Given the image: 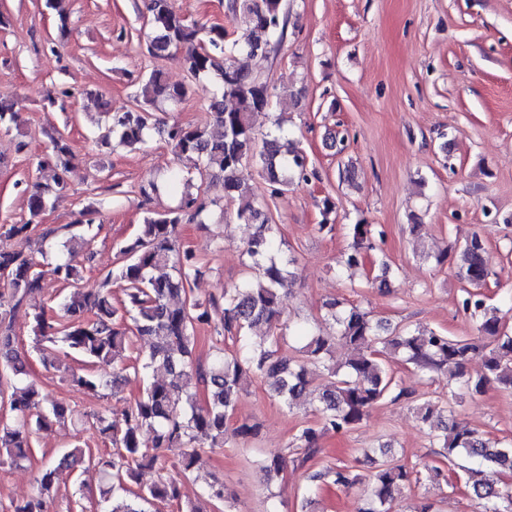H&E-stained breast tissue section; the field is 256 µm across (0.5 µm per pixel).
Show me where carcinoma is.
Instances as JSON below:
<instances>
[{"mask_svg": "<svg viewBox=\"0 0 512 512\" xmlns=\"http://www.w3.org/2000/svg\"><path fill=\"white\" fill-rule=\"evenodd\" d=\"M229 15L242 23V31L229 36L221 25L199 26L171 11L169 0H148L147 25L152 31L149 53L155 58H177L192 81L210 86L207 112L192 124L168 123L155 111L162 105H178L192 91L188 84L169 82L159 68L134 79L137 91L132 106L112 113V122L101 136L128 149L144 147L153 136L171 146L177 155H194L199 161L195 186L174 172L169 180H152L149 189L158 193L167 186L181 189L176 205L163 214H148L136 235L119 249L115 266L102 274L97 287L83 288V268L70 257H59L52 266L55 280L66 290L57 302L56 316L43 309L33 313L32 343L44 366L64 374L74 385L89 393L115 388L122 372L131 368L137 375L162 374L149 382L130 401L123 417L111 420L96 415V428L112 445V453L97 458L75 445L58 461H49L35 479V492L21 502H0V512H49L56 495L59 468L74 467L83 460L123 483H135L142 468L167 470L159 448L185 449L175 465L186 476L194 468L198 449L222 448L226 443L227 421L233 414L247 384L260 376L270 380V389L286 407L308 401L311 370L320 368L325 384L319 392L317 419L294 437L303 460L319 452V440L327 434L355 429L368 412L384 402L411 403L415 391L399 383L387 365L399 358L422 375L444 372L448 383L479 395L495 386L512 390V333L505 330L500 309L487 303L482 288L490 271L486 244L477 233L466 238L459 251L458 269L466 283L460 307L475 324L479 340L452 337L442 331L406 327L390 330L368 312L352 306L336 312L328 303L330 317L315 332L300 331L305 343L288 354L283 322L288 301L289 267L295 259L283 260L277 237L262 203L249 194L245 171L256 168L269 183L271 195L282 196L295 182H306L314 172L304 152L288 138L280 123L258 138L253 116L272 107L269 85L253 70L236 62L271 52L283 41L288 25L284 0H226ZM58 17V33L69 34V15L62 0H48ZM230 99L234 107H224ZM18 102L0 98V127L10 128L19 119ZM50 154L38 166L52 163L57 169L52 182L35 183L27 197L29 219L22 224H1L0 238L15 241L12 248L0 247V399H7L8 413L0 416V466L18 465L32 455L33 435L52 425L65 424L69 407L55 402L42 407L35 380H21L27 374L28 358L16 347V336L7 310L21 305L26 297L43 288L40 262L30 250L34 240L62 236V247L72 251L75 243H87L86 236L97 211L86 207L84 220L77 224L39 227V218L51 199L64 194L76 171L67 139L49 135ZM238 200L237 220L255 226L242 248L244 265L256 274L224 287L217 295L200 300L192 295L191 281L197 275L198 259L179 240V226L186 221L203 223L209 206L217 203L211 193ZM352 242L343 254L348 269L363 265L366 254L376 249L383 231L359 222L349 227ZM123 290V298L112 301V285ZM183 298L176 305L173 300ZM210 327L216 353L207 364L193 358L195 328ZM257 325L267 334L253 339ZM144 340L147 349L136 357L128 355L132 339ZM344 344L352 350L344 362L333 359L334 348ZM480 359L482 369L473 375L468 365ZM112 365V375L95 367ZM417 417L439 443L437 455L450 463L461 460L464 486L479 512H512V485L497 475L512 470V444H503L466 424L441 420L452 407L424 400L415 405ZM382 457L368 482L352 469L327 466L308 476V491L332 484L347 492L357 491L364 507L359 512H391L395 493L412 482L414 471ZM104 512H146L144 505L167 503L178 512H209L208 505L225 500L224 483H208L195 501L182 502L181 482L166 477L132 492L126 498L115 486L100 488Z\"/></svg>", "mask_w": 512, "mask_h": 512, "instance_id": "cac0c4a2", "label": "carcinoma"}]
</instances>
